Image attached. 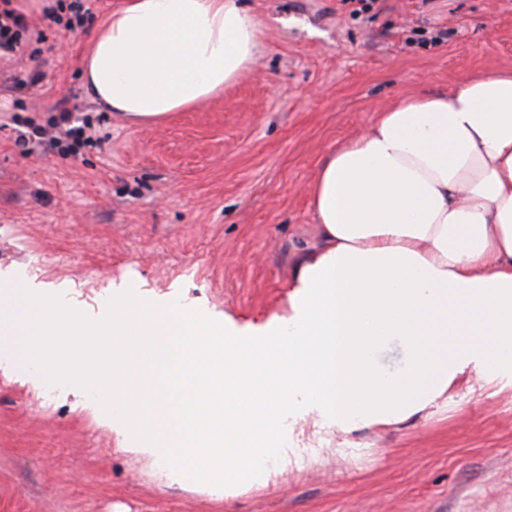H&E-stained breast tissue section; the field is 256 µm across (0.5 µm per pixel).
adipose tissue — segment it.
<instances>
[{
  "mask_svg": "<svg viewBox=\"0 0 512 512\" xmlns=\"http://www.w3.org/2000/svg\"><path fill=\"white\" fill-rule=\"evenodd\" d=\"M242 0H127L97 26L89 95L133 122L209 100L254 63ZM318 242L288 314L243 339L183 304L120 292L93 321L60 293L0 285V348L87 395L123 452L225 497L293 465L286 420L404 422L460 379L512 388V71L399 99L330 148L310 187ZM406 347L384 369L380 351Z\"/></svg>",
  "mask_w": 512,
  "mask_h": 512,
  "instance_id": "1",
  "label": "adipose tissue"
}]
</instances>
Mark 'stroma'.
I'll return each mask as SVG.
<instances>
[{
  "mask_svg": "<svg viewBox=\"0 0 512 512\" xmlns=\"http://www.w3.org/2000/svg\"><path fill=\"white\" fill-rule=\"evenodd\" d=\"M124 0H94L80 25L11 0L43 39L0 59V279L64 292L95 317L112 293L178 297L235 331L286 315L294 255L317 229L310 185L326 150L399 97L451 93L512 70V0H246L261 23L250 70L217 97L151 123L91 99L93 30ZM100 145L20 142L62 100ZM331 448L276 485L216 498L125 454L73 388L42 396L0 362V512H512V389L458 384L444 408L388 427L336 431Z\"/></svg>",
  "mask_w": 512,
  "mask_h": 512,
  "instance_id": "1",
  "label": "stroma"
}]
</instances>
